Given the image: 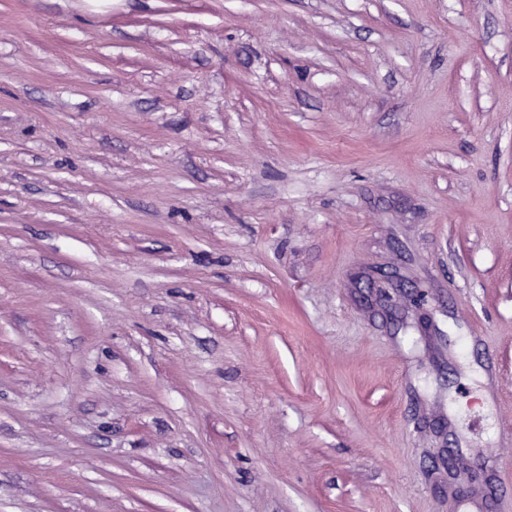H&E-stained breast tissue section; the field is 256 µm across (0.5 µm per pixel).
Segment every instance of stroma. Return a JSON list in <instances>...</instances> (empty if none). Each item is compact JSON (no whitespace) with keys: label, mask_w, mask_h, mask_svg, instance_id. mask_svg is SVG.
<instances>
[{"label":"stroma","mask_w":512,"mask_h":512,"mask_svg":"<svg viewBox=\"0 0 512 512\" xmlns=\"http://www.w3.org/2000/svg\"><path fill=\"white\" fill-rule=\"evenodd\" d=\"M491 457L512 0H0V512H504Z\"/></svg>","instance_id":"obj_1"}]
</instances>
